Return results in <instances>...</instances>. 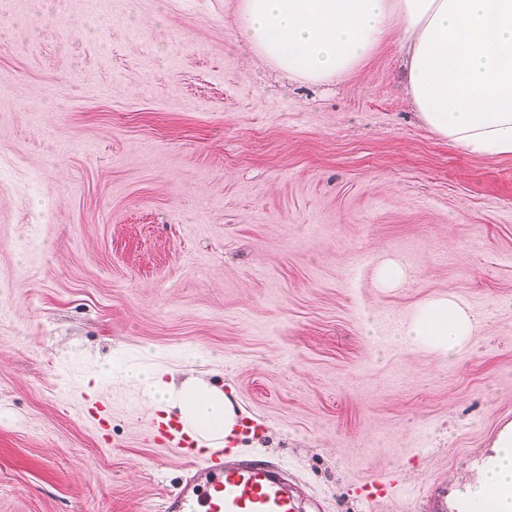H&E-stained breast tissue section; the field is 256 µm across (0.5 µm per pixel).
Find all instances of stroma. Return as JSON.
I'll use <instances>...</instances> for the list:
<instances>
[{"mask_svg": "<svg viewBox=\"0 0 512 512\" xmlns=\"http://www.w3.org/2000/svg\"><path fill=\"white\" fill-rule=\"evenodd\" d=\"M236 5L0 0V512L204 482L130 365L224 389L302 512H459L512 422V156L418 121L397 35L304 85ZM435 292L479 318L445 359L400 336ZM409 279L407 269L399 262L389 260L383 262L377 272L376 288L391 289L397 288Z\"/></svg>", "mask_w": 512, "mask_h": 512, "instance_id": "stroma-1", "label": "stroma"}]
</instances>
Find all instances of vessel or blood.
<instances>
[{
	"label": "vessel or blood",
	"mask_w": 512,
	"mask_h": 512,
	"mask_svg": "<svg viewBox=\"0 0 512 512\" xmlns=\"http://www.w3.org/2000/svg\"><path fill=\"white\" fill-rule=\"evenodd\" d=\"M179 454L187 464L203 463L208 477L170 498L166 512H299L271 465L250 460L228 464L219 450L203 459L190 445Z\"/></svg>",
	"instance_id": "1"
}]
</instances>
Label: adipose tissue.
Listing matches in <instances>:
<instances>
[{
    "label": "adipose tissue",
    "mask_w": 512,
    "mask_h": 512,
    "mask_svg": "<svg viewBox=\"0 0 512 512\" xmlns=\"http://www.w3.org/2000/svg\"><path fill=\"white\" fill-rule=\"evenodd\" d=\"M238 18L256 57L308 85L358 71L397 32L407 47L403 82L420 122L469 153L512 156V0H240ZM477 326L455 296L436 293L417 304L402 335L445 358ZM124 376L159 411L178 412L207 447L238 436L240 412L205 379L178 384L137 365ZM493 448L469 491L473 512H512V423Z\"/></svg>",
    "instance_id": "adipose-tissue-1"
}]
</instances>
